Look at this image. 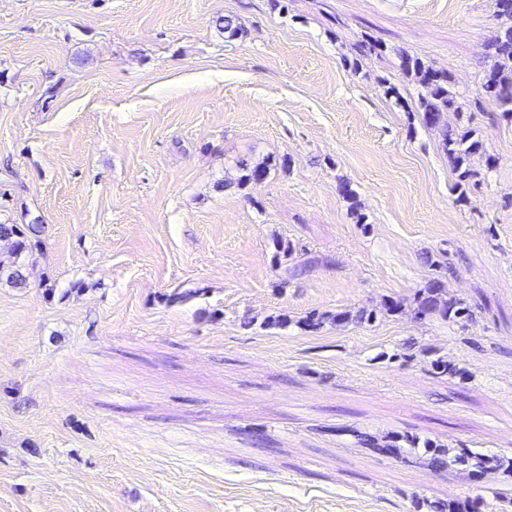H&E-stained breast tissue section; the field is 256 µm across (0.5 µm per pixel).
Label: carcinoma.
I'll return each instance as SVG.
<instances>
[{
    "mask_svg": "<svg viewBox=\"0 0 512 512\" xmlns=\"http://www.w3.org/2000/svg\"><path fill=\"white\" fill-rule=\"evenodd\" d=\"M493 20L497 26L494 36L487 42L485 59L478 87L474 93L465 97L455 90L448 72L436 69L423 60L409 54H400L402 70L413 77L422 88L417 95L415 111L422 123L440 132L443 151L448 155L454 181L452 191L455 200L461 205L472 203L481 185V173L473 168L475 156L484 158L485 168L492 170L497 158L488 152L485 142L474 138L475 130L470 128L476 114H486L491 121L512 124V6L505 5V0H495ZM387 46L365 36L353 45L351 67H357L358 58L366 55H380ZM40 224H0V241L9 245L15 255L33 254L41 245ZM425 262L436 269V274L426 285L419 289L409 304L402 300H389L384 303L386 312L392 315L410 310L413 318L421 322L430 317H439L453 323L466 324L482 310L479 303H469L451 292L448 282L455 270L443 266L431 256ZM19 285L26 281L25 268L15 264L9 267L0 265V281ZM375 319V312L360 308L355 312L341 310L336 312L312 313L305 316L299 325L310 331H318L327 324L337 325L354 322L362 325ZM412 353L408 359H430L434 373L450 379L464 378V371L448 363L443 357L433 358L427 348L415 342L408 343ZM357 442L363 448L408 462L412 459L433 473H440L456 468L477 478L486 472L495 470L512 473V458L495 453H482L474 448L460 445L446 448L428 441L420 442L413 435L402 434L378 438L368 433L356 434ZM487 504L480 500L464 502L450 501L440 506L444 512H486Z\"/></svg>",
    "mask_w": 512,
    "mask_h": 512,
    "instance_id": "cac0c4a2",
    "label": "carcinoma"
}]
</instances>
